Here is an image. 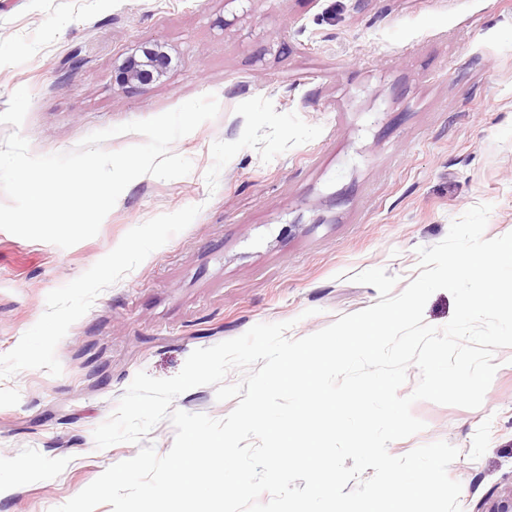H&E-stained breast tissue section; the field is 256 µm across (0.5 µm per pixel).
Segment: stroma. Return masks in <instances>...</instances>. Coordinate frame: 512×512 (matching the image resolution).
Instances as JSON below:
<instances>
[{
    "instance_id": "stroma-1",
    "label": "stroma",
    "mask_w": 512,
    "mask_h": 512,
    "mask_svg": "<svg viewBox=\"0 0 512 512\" xmlns=\"http://www.w3.org/2000/svg\"><path fill=\"white\" fill-rule=\"evenodd\" d=\"M154 43L168 73L121 88ZM22 87L35 155L206 94L220 112L171 147L192 172L131 182L97 236L0 230V512H51L138 453L93 440L138 372L259 323L320 331L378 302L351 280L371 268L403 291L475 205L486 238L512 232V0H0V112ZM494 358L480 408L415 402L425 429L388 447H457L463 512L512 488V347Z\"/></svg>"
}]
</instances>
